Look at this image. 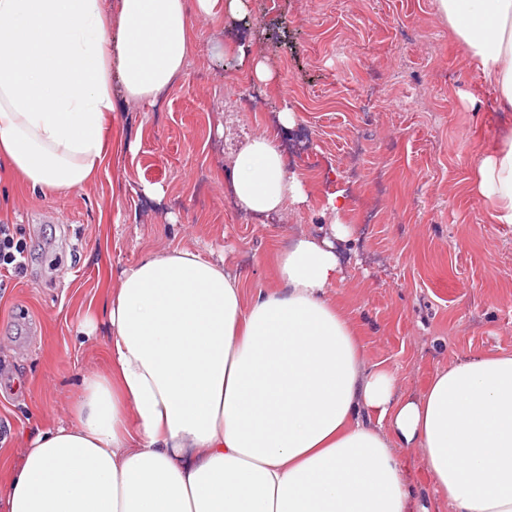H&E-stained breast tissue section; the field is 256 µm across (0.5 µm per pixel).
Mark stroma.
Masks as SVG:
<instances>
[{
  "instance_id": "35a3bbf8",
  "label": "stroma",
  "mask_w": 512,
  "mask_h": 512,
  "mask_svg": "<svg viewBox=\"0 0 512 512\" xmlns=\"http://www.w3.org/2000/svg\"><path fill=\"white\" fill-rule=\"evenodd\" d=\"M185 72L163 110L116 101L112 156L84 188L40 196L0 171V223L31 260L0 280V457L67 420L81 375L108 367L107 328L79 325L120 270L174 248L223 258L250 288H271L289 236L331 223L341 192L352 229L333 295L363 330L366 358L401 393L462 356L512 354V224L490 223L469 190L472 162L512 125L466 97L479 76L434 0H246L244 18L194 19ZM251 43L269 66L217 71L214 43ZM255 96L253 111L227 103ZM295 114L285 128L282 108ZM297 152L306 201L259 222L230 203L228 162L257 133ZM158 183L163 197L142 195Z\"/></svg>"
}]
</instances>
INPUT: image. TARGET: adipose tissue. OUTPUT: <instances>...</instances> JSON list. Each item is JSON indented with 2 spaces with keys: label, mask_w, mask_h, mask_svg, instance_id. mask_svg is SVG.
<instances>
[{
  "label": "adipose tissue",
  "mask_w": 512,
  "mask_h": 512,
  "mask_svg": "<svg viewBox=\"0 0 512 512\" xmlns=\"http://www.w3.org/2000/svg\"><path fill=\"white\" fill-rule=\"evenodd\" d=\"M245 0H0V163L35 192L105 169L116 100L151 104L183 74L191 16ZM491 112H512V0H435ZM470 189L512 224V129L481 152ZM239 212L305 200L279 143L251 137L227 186ZM333 224L289 239L276 285L246 291L187 249L123 269L104 308L109 365L84 373L67 423L29 435L5 512H432L407 478L420 454L450 512H512V354L461 357L416 395L368 363L333 296Z\"/></svg>",
  "instance_id": "ef3b65f1"
}]
</instances>
